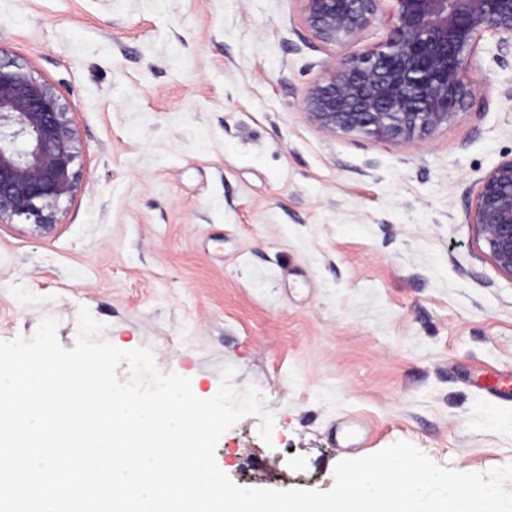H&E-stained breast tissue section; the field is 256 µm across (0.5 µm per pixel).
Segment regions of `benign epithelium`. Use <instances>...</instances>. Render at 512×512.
<instances>
[{
	"instance_id": "obj_1",
	"label": "benign epithelium",
	"mask_w": 512,
	"mask_h": 512,
	"mask_svg": "<svg viewBox=\"0 0 512 512\" xmlns=\"http://www.w3.org/2000/svg\"><path fill=\"white\" fill-rule=\"evenodd\" d=\"M304 23L328 45H346L377 20L385 0H302ZM385 42L340 59L304 102L329 134L385 143L426 140L472 96L466 57L487 32L512 51V0H390ZM72 106L26 66L0 62V221L55 223L79 173ZM465 221L477 227L500 271L512 277V156L477 183Z\"/></svg>"
}]
</instances>
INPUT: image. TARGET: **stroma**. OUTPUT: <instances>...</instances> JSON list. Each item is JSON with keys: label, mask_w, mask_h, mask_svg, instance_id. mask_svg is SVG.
I'll return each instance as SVG.
<instances>
[{"label": "stroma", "mask_w": 512, "mask_h": 512, "mask_svg": "<svg viewBox=\"0 0 512 512\" xmlns=\"http://www.w3.org/2000/svg\"><path fill=\"white\" fill-rule=\"evenodd\" d=\"M390 9L328 46L301 0H0V59L71 104L79 180L56 223H0V340L80 307L105 339L213 397L255 384L218 467L261 489L328 490L338 462L398 441L435 464L512 463V277L465 212L512 155V55L485 34L474 87L432 138L327 134L309 87L383 42Z\"/></svg>", "instance_id": "1"}]
</instances>
